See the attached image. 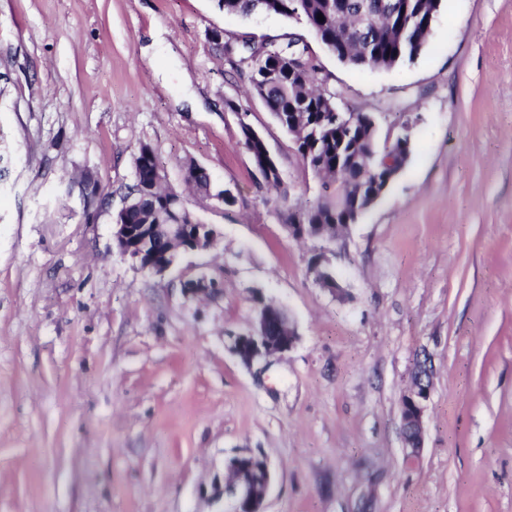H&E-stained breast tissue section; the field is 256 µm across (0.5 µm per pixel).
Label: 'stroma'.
I'll list each match as a JSON object with an SVG mask.
<instances>
[{
  "mask_svg": "<svg viewBox=\"0 0 512 512\" xmlns=\"http://www.w3.org/2000/svg\"><path fill=\"white\" fill-rule=\"evenodd\" d=\"M215 30L303 36L342 108L409 133L343 237L289 238L283 211L319 181ZM143 144L171 186L194 162L235 198L186 197L221 239L163 275L113 242ZM203 272L221 294L183 290ZM263 300L298 337L246 365L233 339ZM422 358L414 455L400 410ZM249 452L273 472L266 512H512V0H442L391 71L215 0H0V512H224L225 464Z\"/></svg>",
  "mask_w": 512,
  "mask_h": 512,
  "instance_id": "stroma-1",
  "label": "stroma"
}]
</instances>
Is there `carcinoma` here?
Segmentation results:
<instances>
[{
  "instance_id": "cac0c4a2",
  "label": "carcinoma",
  "mask_w": 512,
  "mask_h": 512,
  "mask_svg": "<svg viewBox=\"0 0 512 512\" xmlns=\"http://www.w3.org/2000/svg\"><path fill=\"white\" fill-rule=\"evenodd\" d=\"M282 9L275 14L304 23L321 32L322 43L337 58L357 70H391L414 62L422 53L440 8L441 0H276ZM268 0H219L224 12L249 16L265 9ZM323 15L319 21L317 15ZM214 43L227 56H236L248 69L249 91L261 98L278 122L295 134L296 149L303 164L321 179L315 202L303 207L291 205L283 221L292 224H341L352 207L358 188L369 191L384 181L387 150L400 145V136L379 144L378 125L371 117L358 114L354 123L359 138L347 137L336 128L340 93L321 87L319 69L299 35L279 45L243 38ZM243 145L255 168H264V145L253 141L241 127ZM135 160V183L128 195L148 194L139 207L117 214L124 224H196L183 196L155 181L154 150L143 144ZM188 183L204 196L212 197L207 174L189 167Z\"/></svg>"
}]
</instances>
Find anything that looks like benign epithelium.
I'll return each instance as SVG.
<instances>
[{"instance_id":"1","label":"benign epithelium","mask_w":512,"mask_h":512,"mask_svg":"<svg viewBox=\"0 0 512 512\" xmlns=\"http://www.w3.org/2000/svg\"><path fill=\"white\" fill-rule=\"evenodd\" d=\"M155 233H163L168 242L165 251L151 248L146 228ZM288 235L294 238H317L329 235L336 239V234L347 228L338 224L332 230L308 228L306 224L287 225ZM221 238L209 224H115L113 239L118 253L138 263L140 267L157 275L167 273L178 261L183 252H207L219 244ZM213 281L203 277L185 285V290L195 296H208L214 292ZM285 310L272 304L263 305L256 325L247 334L235 338L233 351L246 365L259 358L281 354L289 350L296 342L297 336L291 321L284 320ZM430 396V370L426 363L419 362L412 372L410 385L403 396L401 422L406 447L416 454L423 447V416L426 402ZM244 455L229 459L225 472L233 473L230 480H224L225 512H264L272 485L273 472L270 465L255 466L242 464Z\"/></svg>"}]
</instances>
